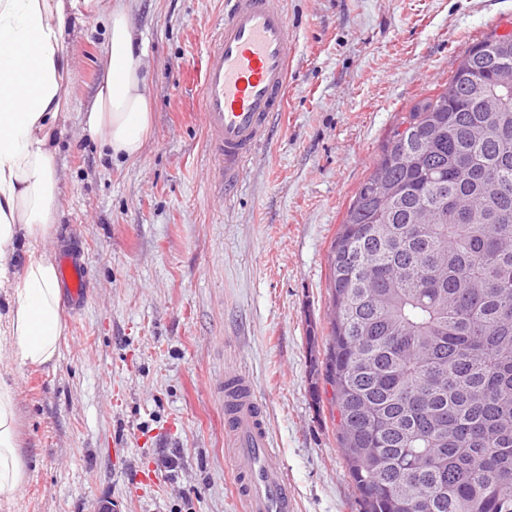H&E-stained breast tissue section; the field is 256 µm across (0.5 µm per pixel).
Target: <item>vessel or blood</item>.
<instances>
[{
    "label": "vessel or blood",
    "mask_w": 512,
    "mask_h": 512,
    "mask_svg": "<svg viewBox=\"0 0 512 512\" xmlns=\"http://www.w3.org/2000/svg\"><path fill=\"white\" fill-rule=\"evenodd\" d=\"M295 48L281 0H228L199 72L207 146L225 184L237 181L248 155L265 137L271 117L282 111ZM59 275L68 301L83 306L89 290L85 263L63 255ZM224 411L238 491L247 512H294L293 491L270 444L248 374L225 378Z\"/></svg>",
    "instance_id": "1"
}]
</instances>
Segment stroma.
Returning a JSON list of instances; mask_svg holds the SVG:
<instances>
[{
	"mask_svg": "<svg viewBox=\"0 0 512 512\" xmlns=\"http://www.w3.org/2000/svg\"><path fill=\"white\" fill-rule=\"evenodd\" d=\"M288 97L244 175L214 187L195 79L224 0H133L153 127L112 162L83 112L104 19L69 52L59 215L37 243L89 273L54 366L15 368L27 479L10 512H246L224 436V378L254 382L297 512H361L324 379L329 255L350 203L416 102L465 52L512 34V0H283Z\"/></svg>",
	"mask_w": 512,
	"mask_h": 512,
	"instance_id": "1",
	"label": "stroma"
}]
</instances>
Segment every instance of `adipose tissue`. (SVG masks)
<instances>
[{
    "mask_svg": "<svg viewBox=\"0 0 512 512\" xmlns=\"http://www.w3.org/2000/svg\"><path fill=\"white\" fill-rule=\"evenodd\" d=\"M105 14L103 76L84 112L112 158H140L152 128L151 99L127 0H0V506L27 479L19 450L14 367L55 365L66 332L57 267L35 245L59 208L55 135L68 102L67 51L85 18Z\"/></svg>",
    "mask_w": 512,
    "mask_h": 512,
    "instance_id": "1",
    "label": "adipose tissue"
}]
</instances>
